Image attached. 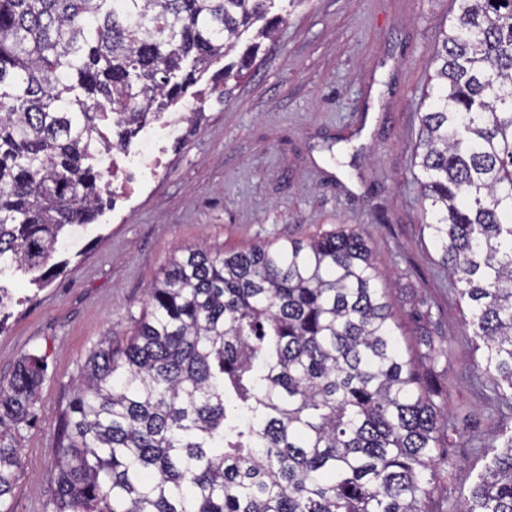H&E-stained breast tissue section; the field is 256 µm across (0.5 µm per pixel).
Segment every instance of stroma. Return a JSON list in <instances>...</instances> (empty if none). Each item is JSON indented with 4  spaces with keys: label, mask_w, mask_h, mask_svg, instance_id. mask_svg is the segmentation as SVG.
<instances>
[{
    "label": "stroma",
    "mask_w": 512,
    "mask_h": 512,
    "mask_svg": "<svg viewBox=\"0 0 512 512\" xmlns=\"http://www.w3.org/2000/svg\"><path fill=\"white\" fill-rule=\"evenodd\" d=\"M274 11L284 18L275 40L229 80L225 102L211 75L189 89L205 112L162 144L158 179L88 224L45 287L0 275L11 293L0 383L25 354L47 366L35 421L18 437L10 512H52L51 447L81 366L104 337L128 335L162 268L198 244L233 250L358 228L403 346L427 339L442 352L430 373L459 432L435 494L440 512L468 494L486 449L512 427L478 381L467 304L425 230L413 160L439 25L458 16L459 0H276Z\"/></svg>",
    "instance_id": "35a3bbf8"
}]
</instances>
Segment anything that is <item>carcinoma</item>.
<instances>
[{
  "instance_id": "carcinoma-1",
  "label": "carcinoma",
  "mask_w": 512,
  "mask_h": 512,
  "mask_svg": "<svg viewBox=\"0 0 512 512\" xmlns=\"http://www.w3.org/2000/svg\"><path fill=\"white\" fill-rule=\"evenodd\" d=\"M272 0H0V275L45 285L104 205L102 158L185 97ZM415 157L424 225L462 285L477 367L512 411V0H461L441 30ZM365 238L173 256L130 335L83 366L52 512H437L458 432L410 354ZM46 366L0 384V508ZM457 512H512V432Z\"/></svg>"
}]
</instances>
